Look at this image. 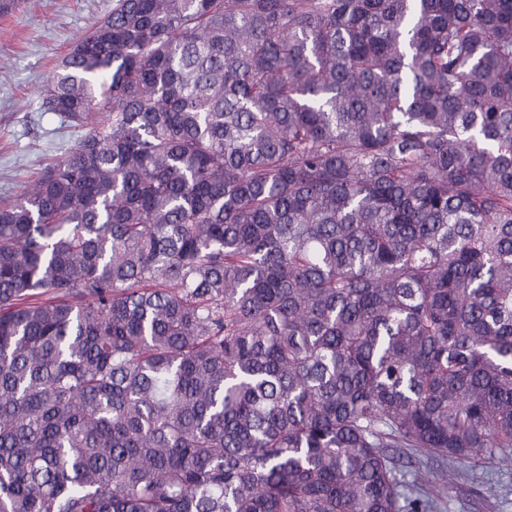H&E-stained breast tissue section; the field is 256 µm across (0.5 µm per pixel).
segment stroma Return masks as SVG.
Returning <instances> with one entry per match:
<instances>
[{"mask_svg":"<svg viewBox=\"0 0 512 512\" xmlns=\"http://www.w3.org/2000/svg\"><path fill=\"white\" fill-rule=\"evenodd\" d=\"M113 0H21L0 15V202L17 199L41 170L64 159L89 127L43 111L42 95L60 59L112 9ZM442 512H512V452L439 474L414 464Z\"/></svg>","mask_w":512,"mask_h":512,"instance_id":"1","label":"stroma"}]
</instances>
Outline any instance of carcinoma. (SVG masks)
<instances>
[{"instance_id": "obj_1", "label": "carcinoma", "mask_w": 512, "mask_h": 512, "mask_svg": "<svg viewBox=\"0 0 512 512\" xmlns=\"http://www.w3.org/2000/svg\"><path fill=\"white\" fill-rule=\"evenodd\" d=\"M0 205V512H440L512 450V0H115Z\"/></svg>"}]
</instances>
